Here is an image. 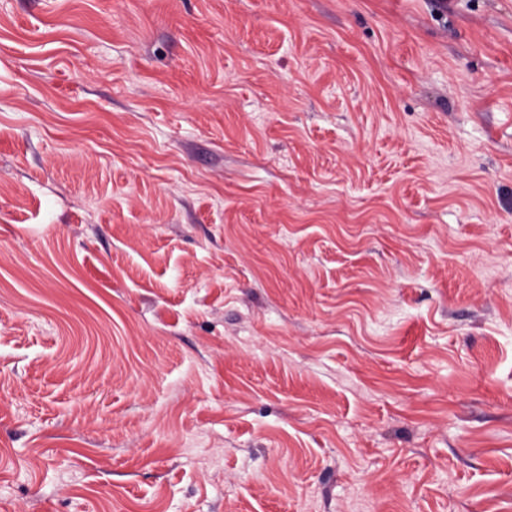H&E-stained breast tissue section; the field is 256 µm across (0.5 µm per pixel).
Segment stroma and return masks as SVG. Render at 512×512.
Returning <instances> with one entry per match:
<instances>
[{
	"label": "stroma",
	"instance_id": "35a3bbf8",
	"mask_svg": "<svg viewBox=\"0 0 512 512\" xmlns=\"http://www.w3.org/2000/svg\"><path fill=\"white\" fill-rule=\"evenodd\" d=\"M0 512H512V0H0Z\"/></svg>",
	"mask_w": 512,
	"mask_h": 512
}]
</instances>
